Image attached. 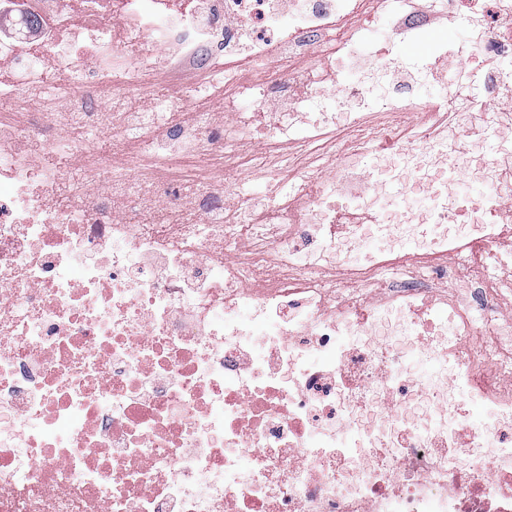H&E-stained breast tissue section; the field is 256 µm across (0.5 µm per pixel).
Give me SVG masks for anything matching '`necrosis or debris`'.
Returning a JSON list of instances; mask_svg holds the SVG:
<instances>
[{
	"label": "necrosis or debris",
	"instance_id": "1",
	"mask_svg": "<svg viewBox=\"0 0 512 512\" xmlns=\"http://www.w3.org/2000/svg\"><path fill=\"white\" fill-rule=\"evenodd\" d=\"M282 1L0 0V512H512V0ZM171 45L221 126L135 66ZM433 35L432 37L437 40L448 41V42H463L464 37V28L452 18L449 17H441L438 19L434 27L432 28ZM461 31V38L460 33Z\"/></svg>",
	"mask_w": 512,
	"mask_h": 512
}]
</instances>
